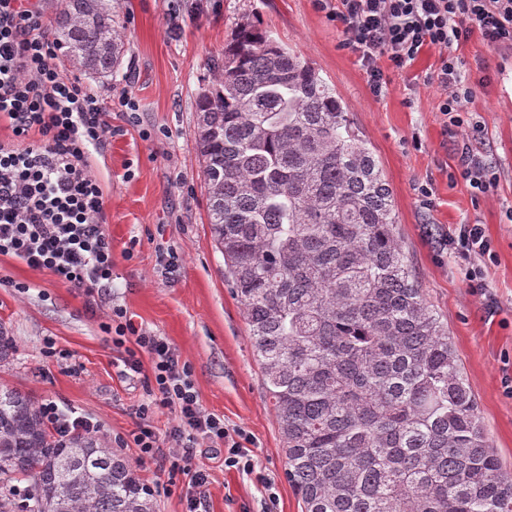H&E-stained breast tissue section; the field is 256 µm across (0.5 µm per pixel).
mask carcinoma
<instances>
[{"label": "carcinoma", "mask_w": 512, "mask_h": 512, "mask_svg": "<svg viewBox=\"0 0 512 512\" xmlns=\"http://www.w3.org/2000/svg\"><path fill=\"white\" fill-rule=\"evenodd\" d=\"M114 0H62L63 56L125 52ZM195 100L211 236L241 305L304 512H512L503 470L405 256L392 195L336 91L240 24ZM0 512H155L107 442L58 441L0 383Z\"/></svg>", "instance_id": "1"}]
</instances>
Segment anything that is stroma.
<instances>
[{
    "instance_id": "1",
    "label": "stroma",
    "mask_w": 512,
    "mask_h": 512,
    "mask_svg": "<svg viewBox=\"0 0 512 512\" xmlns=\"http://www.w3.org/2000/svg\"><path fill=\"white\" fill-rule=\"evenodd\" d=\"M196 3L117 0L126 48L120 70L109 80L86 81L112 127L107 149L90 158L104 183L112 289L90 302L50 273L0 256V325L15 348L0 363V382L36 403L53 399L93 418L102 440L129 437L147 392L142 378L120 376L119 353L102 330L113 306H122L136 326L176 349L205 412L251 433L256 469L272 485L264 490L254 477L225 468L223 447L200 443L196 462L209 474L200 512H302L284 476L282 440L249 328L210 236L196 152V95L212 59L251 21L315 67L366 140L392 191L403 250L424 298L447 323L490 443L512 471V222L505 216L512 209V51L489 48L477 32L457 50L476 85L469 108L482 132L473 147L497 173L494 186L476 197L457 173L458 138L447 131L436 109L439 90L428 82L437 49H425L401 72L380 58L385 84L376 93L313 0H208L201 11ZM123 95L136 112L119 105ZM473 223L495 250L480 293L448 245L457 225ZM168 248L181 262L165 277L159 260ZM49 336L66 358L45 356ZM139 472L154 491L156 512H185L187 480L169 478L166 458Z\"/></svg>"
}]
</instances>
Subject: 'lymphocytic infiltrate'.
<instances>
[{
	"instance_id": "lymphocytic-infiltrate-1",
	"label": "lymphocytic infiltrate",
	"mask_w": 512,
	"mask_h": 512,
	"mask_svg": "<svg viewBox=\"0 0 512 512\" xmlns=\"http://www.w3.org/2000/svg\"><path fill=\"white\" fill-rule=\"evenodd\" d=\"M336 21L343 46L365 68L373 92L383 88L380 58L401 71L427 48L439 51L430 77L441 90L438 110L446 127L462 138L459 175L473 195L485 194L495 170L476 153L471 141L480 133L469 104L473 97L464 62L454 49L480 33L492 49L512 47V0H315ZM52 24L38 0H0V123L14 141L0 144V256L33 270L46 271L86 297L112 285V241L104 226L107 214L101 180L86 164L104 149L110 126L107 114L81 79L57 64ZM458 257L470 263L478 279L479 261L494 251L482 225H459L451 238ZM104 331L122 349L125 370L141 374L150 359L145 384L149 400L138 406L131 445L138 463L156 459L169 447L173 472L190 486H206L205 468L193 465L199 442L224 446V464L253 474L250 435L227 429L219 416L203 411L187 364L166 338L138 328L126 309H112ZM176 422L159 434L151 420L162 410Z\"/></svg>"
}]
</instances>
